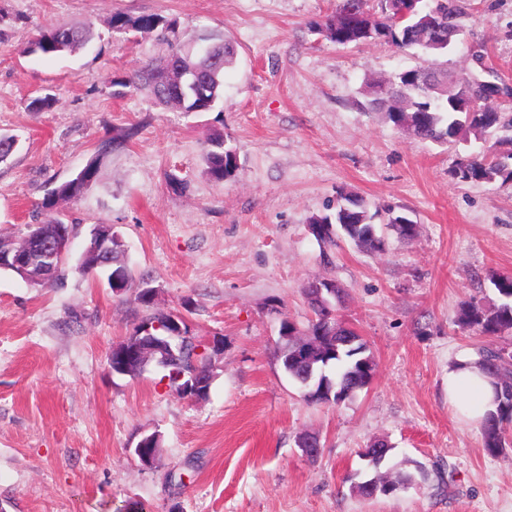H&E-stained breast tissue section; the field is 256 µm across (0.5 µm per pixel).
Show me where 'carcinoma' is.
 Listing matches in <instances>:
<instances>
[{
  "mask_svg": "<svg viewBox=\"0 0 512 512\" xmlns=\"http://www.w3.org/2000/svg\"><path fill=\"white\" fill-rule=\"evenodd\" d=\"M371 0H336L331 15L318 33L339 45H360L371 40L383 39L400 50L416 49L431 58L425 67L400 69L387 78L367 85L366 101L361 108L366 112H380L395 127H413L414 137L437 143L466 141L470 137L481 138L504 122L506 106H490L485 112L466 116L461 120L457 105L448 100L443 88L448 79V68L437 62V57L449 50L448 26H460L459 19L465 13V0H408L406 15L396 20L387 7V0H379L380 13L365 22L361 29L345 22L344 14L350 10L369 14ZM177 22L165 20L153 14L130 17L123 13L112 15L110 26L117 34L152 32L160 30L167 40L169 52L165 62L146 64L121 80L112 82L114 97L147 90L161 105L172 102L169 87L182 84L183 97L179 101L184 112H213L224 98V69L230 66L236 52L226 51L222 58H211L189 50L177 39ZM89 41L87 33L65 25H52L41 31L29 43L27 53L41 55H73L84 48ZM472 66L460 71V75L480 74L478 62L487 55L482 43L468 47ZM124 143V139L108 137L101 141L95 157L76 176L55 187L44 201V206L53 208L60 202L77 200L83 189L97 173L101 157ZM208 175L222 181L232 176L239 168L236 150L227 144L224 136L217 135L209 142L206 153ZM456 179L461 182H484L503 184L512 181V155L499 161L487 150L461 156L454 168ZM393 217H402L412 222L408 215L388 209V225L402 240H412L414 235L403 224L391 222ZM375 215L371 214L363 198L356 194L341 192L336 197L335 212L313 215L311 224H334L332 236L320 240L323 245L336 244L335 237L343 235L354 245L366 252H380L384 239L374 233ZM96 258L89 257L83 263L84 271L103 274L106 278L116 275L123 277V291H134V299L148 307L152 304L155 291L145 280L124 276L129 271L125 261L122 241L112 236V265L92 267ZM31 286L51 287L62 283L64 270L47 275L38 266L32 269ZM497 295V301L488 305L469 302L461 306L457 324L463 329L474 331L486 339L481 358L476 361L479 370L489 379L493 389L494 409L484 415L480 424L483 447L491 455L503 454L512 447L509 432L512 431V274L493 272L489 275ZM158 322L159 328L152 335L163 343L174 355L162 358L156 363L166 387L179 391L180 375H189L191 370H200L205 378L212 379L207 360L197 353L198 344L175 334L171 315L151 316L146 322ZM280 334L288 335L281 355L283 369L289 377L305 388L304 397L310 403L323 404L327 399L344 402L354 393L367 387L374 376L376 362L367 343L357 332L349 336H326L321 347L312 353L308 361L299 364L294 359L295 341L304 332L288 320L281 322ZM415 483V476L402 472L388 481L383 496L393 495L399 488Z\"/></svg>",
  "mask_w": 512,
  "mask_h": 512,
  "instance_id": "carcinoma-1",
  "label": "carcinoma"
}]
</instances>
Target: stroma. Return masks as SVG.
I'll return each instance as SVG.
<instances>
[{"label":"stroma","instance_id":"obj_1","mask_svg":"<svg viewBox=\"0 0 512 512\" xmlns=\"http://www.w3.org/2000/svg\"><path fill=\"white\" fill-rule=\"evenodd\" d=\"M333 0H0V134L18 148L0 163V236L21 239L56 215L43 201L95 156L105 135L135 129L102 159L93 183L64 207L89 230L111 225L135 277L155 289L144 307L106 281L68 268L35 288L0 270V512H512V449L493 456L479 426L448 403V370L477 360L484 338L456 323L461 305L494 300L489 271L512 273V182L462 183L458 156L359 107L367 80L425 65L384 41L343 46L315 31ZM121 12L177 22L181 42L224 35L236 62L218 111L184 113L112 83L164 58L157 34L113 35ZM89 30L72 56L25 49L48 24ZM444 61L469 68V43L512 82V0H471ZM51 94L49 111L25 102ZM223 134L240 167L206 173ZM370 210L415 217L411 241L385 231L369 253L348 240L323 249L308 231L340 190ZM344 290L340 313L369 345L373 380L341 404L308 403L284 372L282 320L306 328L312 278ZM185 311L211 354L212 384L193 400L161 386L155 365L109 370L113 344L158 313ZM313 433L320 455L298 446ZM160 438L153 465L134 454ZM382 440L387 463H423L428 479L387 498L351 488L362 449Z\"/></svg>","mask_w":512,"mask_h":512}]
</instances>
